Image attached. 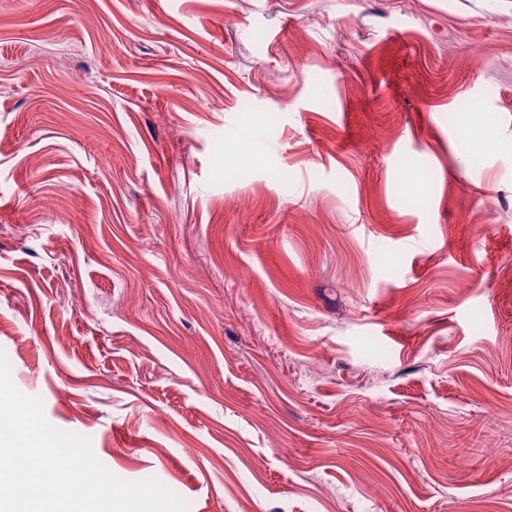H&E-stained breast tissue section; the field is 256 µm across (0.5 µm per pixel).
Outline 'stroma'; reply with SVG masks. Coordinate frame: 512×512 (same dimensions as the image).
<instances>
[{"label":"stroma","instance_id":"stroma-1","mask_svg":"<svg viewBox=\"0 0 512 512\" xmlns=\"http://www.w3.org/2000/svg\"><path fill=\"white\" fill-rule=\"evenodd\" d=\"M511 265L512 0H0V350L117 477L512 512Z\"/></svg>","mask_w":512,"mask_h":512}]
</instances>
